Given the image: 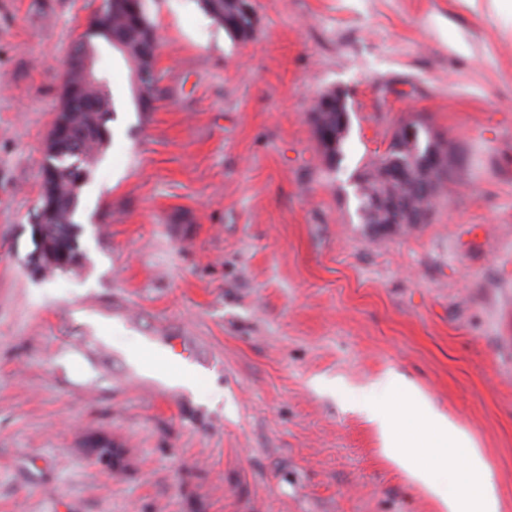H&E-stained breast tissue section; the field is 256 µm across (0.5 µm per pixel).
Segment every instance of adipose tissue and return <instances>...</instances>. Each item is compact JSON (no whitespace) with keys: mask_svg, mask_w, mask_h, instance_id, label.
<instances>
[{"mask_svg":"<svg viewBox=\"0 0 512 512\" xmlns=\"http://www.w3.org/2000/svg\"><path fill=\"white\" fill-rule=\"evenodd\" d=\"M371 389L399 401L395 409L358 402L385 455L439 502L441 512H500L487 458L418 385L389 369Z\"/></svg>","mask_w":512,"mask_h":512,"instance_id":"adipose-tissue-1","label":"adipose tissue"}]
</instances>
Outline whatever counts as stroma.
Wrapping results in <instances>:
<instances>
[{"mask_svg": "<svg viewBox=\"0 0 512 512\" xmlns=\"http://www.w3.org/2000/svg\"><path fill=\"white\" fill-rule=\"evenodd\" d=\"M253 3L243 43L198 0H146L150 112L100 44L114 114L80 191L88 260L38 278L45 141L103 0H0V512H438L352 403L389 368L469 432L512 512V14ZM327 90L351 107L337 171L309 121ZM409 119L457 162L428 223L374 240L351 176ZM157 336L196 346V393L132 370Z\"/></svg>", "mask_w": 512, "mask_h": 512, "instance_id": "1", "label": "stroma"}]
</instances>
